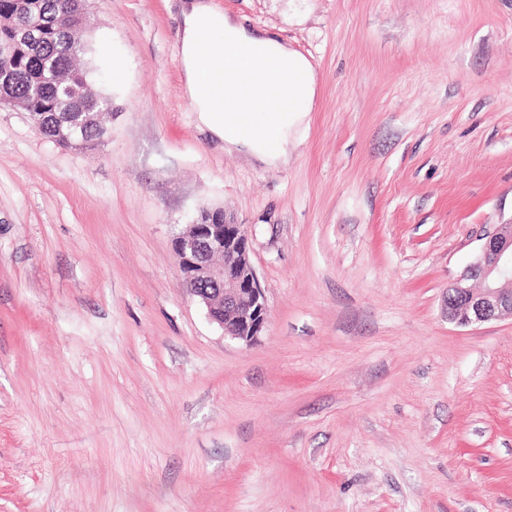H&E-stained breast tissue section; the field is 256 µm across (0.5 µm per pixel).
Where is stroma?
<instances>
[{
  "label": "stroma",
  "instance_id": "1",
  "mask_svg": "<svg viewBox=\"0 0 512 512\" xmlns=\"http://www.w3.org/2000/svg\"><path fill=\"white\" fill-rule=\"evenodd\" d=\"M318 77L287 164L184 94L180 0H91L109 139L0 106V512H512V320L444 300L512 221V0H216ZM245 225L225 338L172 239Z\"/></svg>",
  "mask_w": 512,
  "mask_h": 512
}]
</instances>
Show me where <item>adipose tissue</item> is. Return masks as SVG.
I'll return each instance as SVG.
<instances>
[{
	"mask_svg": "<svg viewBox=\"0 0 512 512\" xmlns=\"http://www.w3.org/2000/svg\"><path fill=\"white\" fill-rule=\"evenodd\" d=\"M209 37L217 44L202 51ZM178 40L185 94L200 126L226 147L263 163H287L288 144L305 127L317 95V74L309 60L278 40L257 36L213 0H184ZM254 52L266 67L252 92L250 111L239 112L231 106L236 94L225 88L222 78L229 55L244 59ZM269 99L278 104L272 118L259 109ZM258 125L264 126V135H251Z\"/></svg>",
	"mask_w": 512,
	"mask_h": 512,
	"instance_id": "1",
	"label": "adipose tissue"
}]
</instances>
